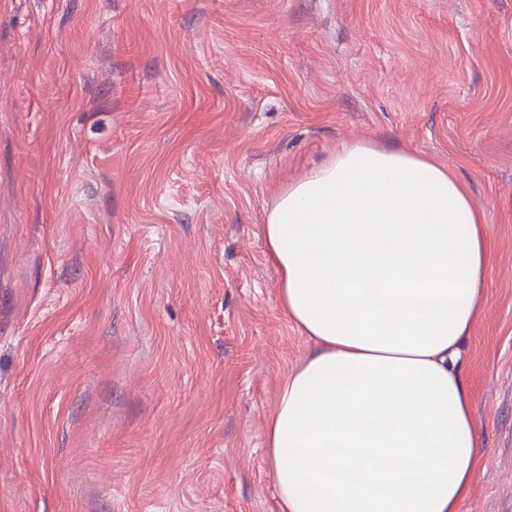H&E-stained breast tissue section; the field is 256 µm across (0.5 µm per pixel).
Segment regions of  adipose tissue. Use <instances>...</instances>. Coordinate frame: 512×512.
Instances as JSON below:
<instances>
[{
  "label": "adipose tissue",
  "mask_w": 512,
  "mask_h": 512,
  "mask_svg": "<svg viewBox=\"0 0 512 512\" xmlns=\"http://www.w3.org/2000/svg\"><path fill=\"white\" fill-rule=\"evenodd\" d=\"M263 232L313 343L268 421L280 512H459L482 462L462 352L492 236L465 187L406 147L348 142Z\"/></svg>",
  "instance_id": "1"
}]
</instances>
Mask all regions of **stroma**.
Masks as SVG:
<instances>
[{
	"instance_id": "obj_1",
	"label": "stroma",
	"mask_w": 512,
	"mask_h": 512,
	"mask_svg": "<svg viewBox=\"0 0 512 512\" xmlns=\"http://www.w3.org/2000/svg\"><path fill=\"white\" fill-rule=\"evenodd\" d=\"M355 139L491 226L459 512H512V0H0V512H279L262 226Z\"/></svg>"
}]
</instances>
